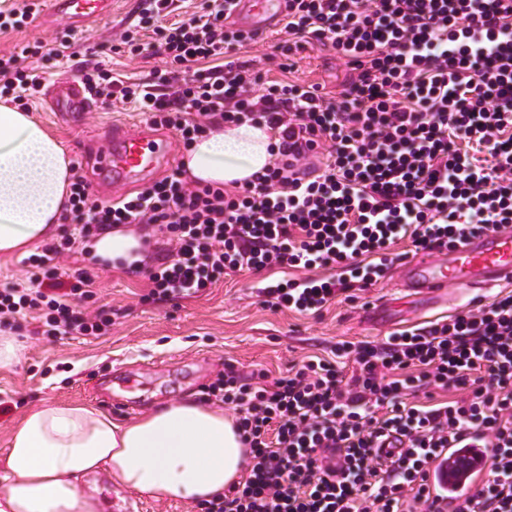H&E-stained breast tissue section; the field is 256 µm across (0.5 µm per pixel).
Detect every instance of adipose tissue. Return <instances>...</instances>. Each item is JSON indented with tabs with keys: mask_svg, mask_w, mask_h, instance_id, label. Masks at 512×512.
Returning <instances> with one entry per match:
<instances>
[{
	"mask_svg": "<svg viewBox=\"0 0 512 512\" xmlns=\"http://www.w3.org/2000/svg\"><path fill=\"white\" fill-rule=\"evenodd\" d=\"M270 130L219 125L197 139L184 168L192 181L233 186L272 162ZM71 158L30 113L0 101V255L21 256L54 235L70 195ZM142 241L116 228L93 242L108 265H133ZM247 463L232 416L191 398L118 422L82 404L28 409L0 455V512H106L84 492L87 475L105 472L120 487L155 499H211L237 482Z\"/></svg>",
	"mask_w": 512,
	"mask_h": 512,
	"instance_id": "ef3b65f1",
	"label": "adipose tissue"
}]
</instances>
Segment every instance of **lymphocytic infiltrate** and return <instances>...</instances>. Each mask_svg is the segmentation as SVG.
I'll list each match as a JSON object with an SVG mask.
<instances>
[{
	"mask_svg": "<svg viewBox=\"0 0 512 512\" xmlns=\"http://www.w3.org/2000/svg\"><path fill=\"white\" fill-rule=\"evenodd\" d=\"M233 2L207 0L177 21L179 0H150L121 42L163 55L166 69L128 83L96 65L79 79L96 103L135 105L186 148L216 119L266 126L273 163L230 191L190 185L177 167L113 202L74 165L61 239L27 258L28 287L0 289V326L109 333L111 311L88 307L94 274L58 257L90 254L122 224H155L165 238L164 254L135 268L148 281L141 303L280 270L257 295L300 313L354 300L399 243L419 254L512 224V0H288L277 49L334 51L350 71L334 97L240 60L256 37L226 24ZM78 40L70 29L1 55L0 95L38 93L44 63ZM206 394L234 411L249 462L202 512H441L429 465L468 433L489 468L454 512H512L511 293L378 344L338 341L273 379L228 364ZM393 434L407 446L388 459Z\"/></svg>",
	"mask_w": 512,
	"mask_h": 512,
	"instance_id": "1",
	"label": "lymphocytic infiltrate"
}]
</instances>
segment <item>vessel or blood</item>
<instances>
[{"label":"vessel or blood","instance_id":"1","mask_svg":"<svg viewBox=\"0 0 512 512\" xmlns=\"http://www.w3.org/2000/svg\"><path fill=\"white\" fill-rule=\"evenodd\" d=\"M54 14L66 17L73 26L111 15L112 0H46ZM288 0H236L230 15L234 26L254 33L271 30L285 14ZM48 104L55 118L81 128L94 102L75 77L56 79L48 91ZM93 184L100 191L115 186L131 187L163 169L175 167L168 133L142 124L136 128L116 127L106 149L91 158ZM400 288L414 301L428 303L442 298L448 289L466 294L512 283V226L468 237L453 248L435 251L401 262ZM488 466V452L472 435L463 436L455 447L445 449L432 465V487L458 492L476 485Z\"/></svg>","mask_w":512,"mask_h":512}]
</instances>
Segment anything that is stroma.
<instances>
[{
    "label": "stroma",
    "instance_id": "1",
    "mask_svg": "<svg viewBox=\"0 0 512 512\" xmlns=\"http://www.w3.org/2000/svg\"><path fill=\"white\" fill-rule=\"evenodd\" d=\"M141 0H114L112 13L88 30L75 45V57L65 58L49 69L48 78L62 72L77 73L97 63L111 68L124 81L149 79L164 68L163 56L133 57L118 51L120 32L139 20ZM67 22L39 15L26 28L0 33V55L34 41H51L66 29ZM280 32L264 34L246 56L272 81L294 80L319 85L335 96L349 76V70L332 51L310 46L291 59L290 70L275 50ZM32 115L56 134L69 149L73 160L85 150L105 148L104 134L112 125L139 122L143 112L135 107L122 111L95 108L83 128L74 130L54 123L41 103H33ZM102 291L103 303L118 313L110 334L94 338L60 336L46 339L24 336L21 362L0 369V452L6 448L12 424L32 405L40 402L80 403L104 411L116 420L134 418L144 412L187 397L203 400L206 386L233 364L243 374L264 369L278 375L307 354L331 347L337 341L379 343L391 331L368 322L365 311L376 303L400 308L403 328L411 329L446 319L464 309L467 297L421 310L404 301L396 283V272L365 291L355 301H343L321 313L298 314L273 310L261 303L247 273L226 277L205 295L158 305H143L139 297L147 282L127 267L92 266ZM136 378L140 390L129 394L125 406L89 397L86 385L92 380L108 384L117 375Z\"/></svg>",
    "mask_w": 512,
    "mask_h": 512
}]
</instances>
